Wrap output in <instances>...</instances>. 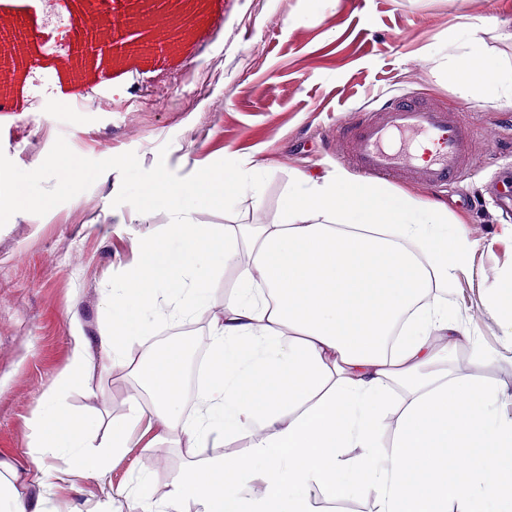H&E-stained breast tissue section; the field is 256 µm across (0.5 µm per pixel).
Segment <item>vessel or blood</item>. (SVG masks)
Listing matches in <instances>:
<instances>
[{"label": "vessel or blood", "mask_w": 512, "mask_h": 512, "mask_svg": "<svg viewBox=\"0 0 512 512\" xmlns=\"http://www.w3.org/2000/svg\"><path fill=\"white\" fill-rule=\"evenodd\" d=\"M469 126L468 114L460 110L394 97L344 129L340 144L345 160L361 173L383 178L411 174L438 186L453 181L464 169ZM405 134L422 136L434 145V153L422 159L394 147L393 137Z\"/></svg>", "instance_id": "b4317fda"}]
</instances>
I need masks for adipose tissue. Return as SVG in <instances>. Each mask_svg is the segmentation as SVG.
<instances>
[{"label": "adipose tissue", "instance_id": "obj_1", "mask_svg": "<svg viewBox=\"0 0 512 512\" xmlns=\"http://www.w3.org/2000/svg\"><path fill=\"white\" fill-rule=\"evenodd\" d=\"M448 81L464 99L512 104V63L491 57L478 29L449 43ZM261 162L174 181L157 174L146 206L169 208L167 234L139 244L112 282L99 336L103 368L124 365L141 345L138 390L126 426L94 442L100 422L75 420L63 394L90 356L76 340L68 366L39 408L34 482L50 490L105 472L145 423L154 441L187 436L201 468L170 481L167 500L133 493L113 512H315L310 490L374 498L377 512H512V419L497 388L456 375L448 352L467 332L441 288L466 268L472 246L448 236V206L389 191L345 170L295 171L279 224L214 230L192 223L196 199L231 205L258 191ZM251 262L210 326L209 382L195 419L179 412L183 357L149 345L152 311L186 319L208 306L209 280ZM405 395L392 406L393 385ZM395 413L390 447L378 423ZM247 440L240 457H208L225 439Z\"/></svg>", "mask_w": 512, "mask_h": 512}]
</instances>
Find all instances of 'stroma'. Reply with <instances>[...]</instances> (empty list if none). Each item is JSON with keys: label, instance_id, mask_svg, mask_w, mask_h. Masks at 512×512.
Returning a JSON list of instances; mask_svg holds the SVG:
<instances>
[{"label": "stroma", "instance_id": "35a3bbf8", "mask_svg": "<svg viewBox=\"0 0 512 512\" xmlns=\"http://www.w3.org/2000/svg\"><path fill=\"white\" fill-rule=\"evenodd\" d=\"M90 4L112 20L128 57L70 93L53 54L79 47V15ZM175 10L173 27L158 24L144 0H0L1 12L29 22L34 59L23 92L0 97V170L44 202L24 214L0 210V460L14 468L8 480L18 499L42 496L44 512H107L111 489L158 500L159 488L194 459L187 439L152 446L134 436L103 475L77 489L41 493L32 483L34 415L70 360L73 328L97 353L110 316L104 299L133 259V240L158 238L171 221L168 210L140 203L154 174L181 181L266 160L259 194L245 192L227 209L198 205L192 219L215 229L276 224L293 173L343 167L339 127L399 94L472 114L455 184H384L446 203L449 235L473 243L466 273L448 289L472 336L455 349L454 367L506 388L495 408L512 418V332L498 321L500 288L512 274V213L500 200L512 187V106L461 99L438 53L478 25L490 54L512 60V0H180ZM174 33V48L138 53L141 42ZM64 154L77 174L58 168ZM237 281L233 267L213 274L208 309L155 322L156 335H208ZM475 344L487 368L470 369ZM133 385L128 367L94 365L63 399L76 418L120 425ZM155 456L162 466L141 483L142 460Z\"/></svg>", "mask_w": 512, "mask_h": 512}]
</instances>
